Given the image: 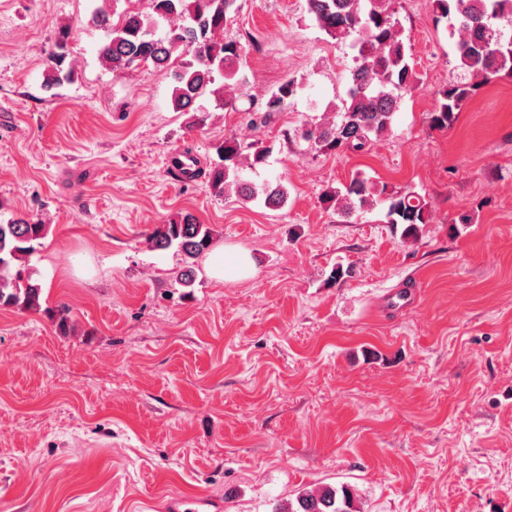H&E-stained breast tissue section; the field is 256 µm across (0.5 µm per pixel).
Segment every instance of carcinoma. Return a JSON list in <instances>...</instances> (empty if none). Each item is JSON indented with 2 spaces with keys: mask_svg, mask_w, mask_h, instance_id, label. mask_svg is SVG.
I'll return each mask as SVG.
<instances>
[{
  "mask_svg": "<svg viewBox=\"0 0 512 512\" xmlns=\"http://www.w3.org/2000/svg\"><path fill=\"white\" fill-rule=\"evenodd\" d=\"M435 23L444 22L455 39L458 67L470 81H454L438 90V106L432 113L433 126L453 125L458 112L473 95L475 87L498 76L512 77V34L500 28L512 23V0H431ZM308 12L317 25L336 40L352 38L354 65L349 73L347 99L334 118L307 122L287 131L285 139L297 138L317 152L348 150L362 152L383 138L391 125L404 94L418 82L415 64L407 53L394 8V0H307ZM238 9L237 0H149V12L125 11L118 21L100 10L95 19L107 26L109 37L99 48V57L114 72H124L140 64L168 72L175 85L174 109L194 112V122H204L205 108L197 101L214 98L216 105L238 110L237 94L240 47L224 40V25ZM66 37H61L52 59L56 80L69 79L66 64ZM295 81H287L269 93L260 124L280 112L297 94ZM272 148L259 140L243 143L228 138L216 147L217 160L202 171H182L188 178L205 175L216 197L230 189L246 202H259L267 208H281L288 200V189L281 182L264 180L257 184L248 178L265 166ZM321 203L345 221H350L381 203L387 204L389 223L403 226L405 241L419 238L429 223V204L424 196L409 189L389 193L361 174L342 187L328 188ZM48 227L24 217L0 222V309L17 308L42 312L55 330L65 335L71 327L69 306L42 307L43 286L39 272L28 257L40 245ZM216 240L215 230L203 224L190 211H182L165 224H156L146 235L150 248L176 249L183 256L184 268L175 281L192 285L196 261ZM275 512H359L352 486L306 490L296 503Z\"/></svg>",
  "mask_w": 512,
  "mask_h": 512,
  "instance_id": "1",
  "label": "carcinoma"
}]
</instances>
